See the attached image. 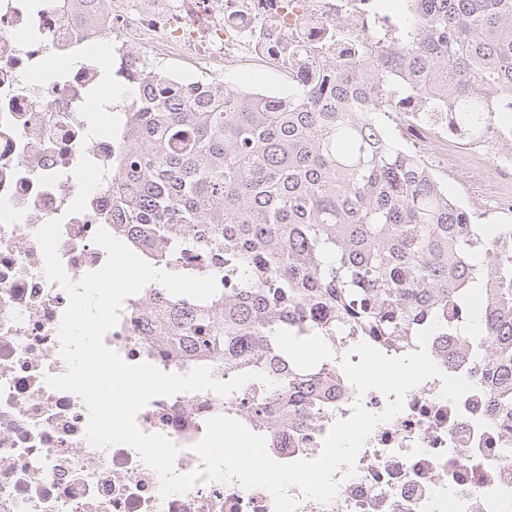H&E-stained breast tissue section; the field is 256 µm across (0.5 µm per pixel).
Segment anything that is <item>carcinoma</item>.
<instances>
[{
	"label": "carcinoma",
	"mask_w": 512,
	"mask_h": 512,
	"mask_svg": "<svg viewBox=\"0 0 512 512\" xmlns=\"http://www.w3.org/2000/svg\"><path fill=\"white\" fill-rule=\"evenodd\" d=\"M336 25L307 57H288V92L226 85L169 90L159 70L126 127L112 192L119 240L163 271L213 275L206 302L154 294L180 353L224 363L218 380L259 372L224 397L265 434L272 410L321 406L336 356L306 361L287 342L356 336L381 347L462 305L485 340L461 354L512 410V224H477L380 117L412 102L466 141L512 127V0H406L395 39L336 56Z\"/></svg>",
	"instance_id": "1"
}]
</instances>
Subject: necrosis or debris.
Here are the masks:
<instances>
[{
  "label": "necrosis or debris",
  "instance_id": "1",
  "mask_svg": "<svg viewBox=\"0 0 512 512\" xmlns=\"http://www.w3.org/2000/svg\"><path fill=\"white\" fill-rule=\"evenodd\" d=\"M368 0H0V512H275L262 488L209 482L161 497L160 479L129 446H92L88 412L73 393L51 388L46 376L65 372L58 327L68 296L43 273L35 238L48 220L62 218L58 253L79 280L101 268L107 253L93 241L112 226V180L126 142L116 130L92 132L90 108L128 113L126 97L105 94L111 84L136 86L158 60L174 59L172 85L215 81L224 70L258 58H281L294 44L314 46L323 26L368 35ZM433 132L470 163L490 166L512 183V130L492 125L475 143L447 126ZM106 170L83 212L67 208L78 193L72 172L81 157ZM152 286L136 308H123L104 341L130 364L150 363L186 373L213 364L165 349L141 331L154 315ZM457 334L434 332L427 352L443 373L472 382L459 404L441 396L433 377L409 390L403 409L378 423L335 497L297 496L296 512H512V418L494 420L485 385L455 349ZM373 413L389 399L345 384L315 413L273 415L267 449L277 461L316 458L335 422L355 402ZM212 392L153 399L137 415L139 428L169 437L181 451L177 473L199 468L192 447L209 418L223 414Z\"/></svg>",
  "mask_w": 512,
  "mask_h": 512
}]
</instances>
